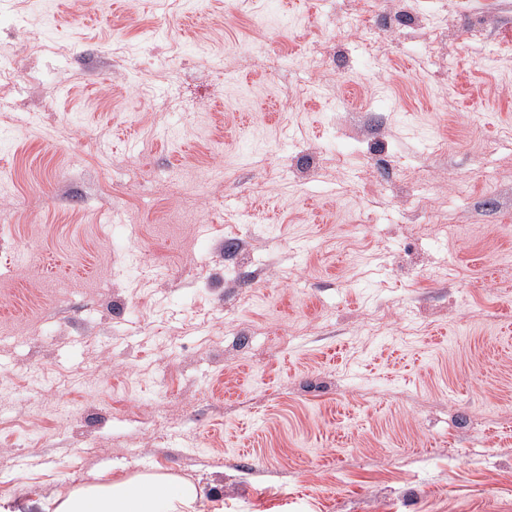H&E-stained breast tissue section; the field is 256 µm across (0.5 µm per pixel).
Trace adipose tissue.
I'll list each match as a JSON object with an SVG mask.
<instances>
[{"instance_id":"ef3b65f1","label":"adipose tissue","mask_w":512,"mask_h":512,"mask_svg":"<svg viewBox=\"0 0 512 512\" xmlns=\"http://www.w3.org/2000/svg\"><path fill=\"white\" fill-rule=\"evenodd\" d=\"M202 490L191 481L147 473L71 492L54 512H196Z\"/></svg>"}]
</instances>
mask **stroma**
Instances as JSON below:
<instances>
[{"mask_svg":"<svg viewBox=\"0 0 512 512\" xmlns=\"http://www.w3.org/2000/svg\"><path fill=\"white\" fill-rule=\"evenodd\" d=\"M0 497L512 512V0H0ZM202 488L191 481L147 473L71 492L54 512H196Z\"/></svg>","mask_w":512,"mask_h":512,"instance_id":"1","label":"stroma"}]
</instances>
